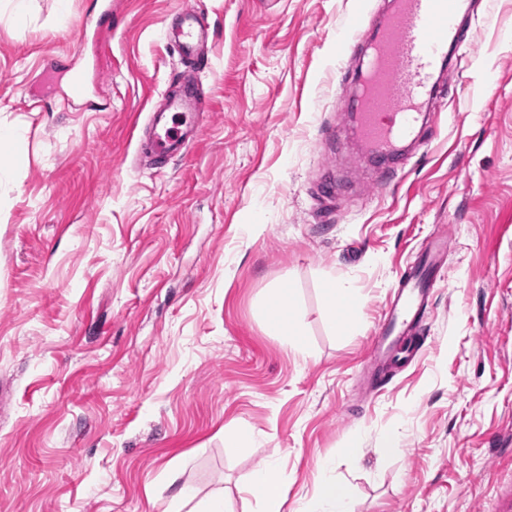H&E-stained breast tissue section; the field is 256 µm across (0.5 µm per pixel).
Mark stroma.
<instances>
[{
  "label": "stroma",
  "mask_w": 512,
  "mask_h": 512,
  "mask_svg": "<svg viewBox=\"0 0 512 512\" xmlns=\"http://www.w3.org/2000/svg\"><path fill=\"white\" fill-rule=\"evenodd\" d=\"M0 10V512H261L252 472L280 465L283 512H311L335 462L352 512H499L512 489V0H467L471 41L437 77L436 112L381 184L336 109L354 55L337 33L386 0H195L209 25L197 143L135 165L182 63L181 0H115L76 51L95 0ZM87 80L91 111L50 62ZM448 240L423 351L375 391L368 346L400 273ZM355 288L334 330L324 282ZM292 288L305 349L264 330ZM250 441L226 447L225 433ZM399 447L385 453V435ZM184 499H177L178 490ZM101 5V11L95 21V24H91L89 20L83 21L75 29L72 30L71 36L74 42L79 44H85L89 37L98 38L101 29L105 25H109L112 19V1H103ZM22 135L21 133L7 126H0V148L2 151L11 152L15 158V161L19 165H24L26 162V156L22 152Z\"/></svg>",
  "instance_id": "35a3bbf8"
}]
</instances>
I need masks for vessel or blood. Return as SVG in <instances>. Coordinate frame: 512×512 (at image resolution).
Returning a JSON list of instances; mask_svg holds the SVG:
<instances>
[{"mask_svg": "<svg viewBox=\"0 0 512 512\" xmlns=\"http://www.w3.org/2000/svg\"><path fill=\"white\" fill-rule=\"evenodd\" d=\"M460 0H390L389 9L365 48L344 36L336 39V52L345 56L362 51L359 75L340 82L355 84L352 97L341 104L355 117V136L365 155L400 149L417 136V123L436 94L435 74L450 63L449 49L469 43L460 20ZM182 23L176 47L190 73L182 79L180 94L165 98L162 111L150 113L152 153L156 163L167 164L196 141L201 124L186 125L188 116L205 109V94L194 79V71L206 68L204 47L211 32L196 10L181 6ZM112 19V4L104 0L96 21H83L72 30L74 42L83 44L99 36ZM446 255L444 240H431L412 266L399 278L398 290L390 300L372 338V377L383 379L399 344L416 328L432 298L431 273Z\"/></svg>", "mask_w": 512, "mask_h": 512, "instance_id": "obj_1", "label": "vessel or blood"}]
</instances>
